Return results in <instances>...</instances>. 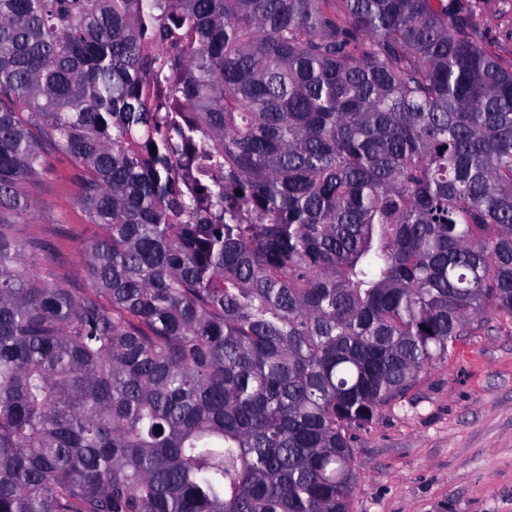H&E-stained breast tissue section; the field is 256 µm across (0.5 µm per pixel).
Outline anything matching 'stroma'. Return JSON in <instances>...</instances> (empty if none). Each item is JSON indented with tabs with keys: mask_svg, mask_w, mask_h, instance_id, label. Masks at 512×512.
I'll return each mask as SVG.
<instances>
[{
	"mask_svg": "<svg viewBox=\"0 0 512 512\" xmlns=\"http://www.w3.org/2000/svg\"><path fill=\"white\" fill-rule=\"evenodd\" d=\"M45 156L51 172L24 184L29 209L16 234L41 240L39 266L81 289V250L99 228L80 205V169ZM352 448L361 482L351 512H512V322L485 318L402 402L354 432Z\"/></svg>",
	"mask_w": 512,
	"mask_h": 512,
	"instance_id": "35a3bbf8",
	"label": "stroma"
}]
</instances>
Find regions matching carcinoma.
<instances>
[{"instance_id": "carcinoma-1", "label": "carcinoma", "mask_w": 512, "mask_h": 512, "mask_svg": "<svg viewBox=\"0 0 512 512\" xmlns=\"http://www.w3.org/2000/svg\"><path fill=\"white\" fill-rule=\"evenodd\" d=\"M484 11L0 0V512H350L352 433L512 321ZM45 145L82 290L15 236Z\"/></svg>"}]
</instances>
